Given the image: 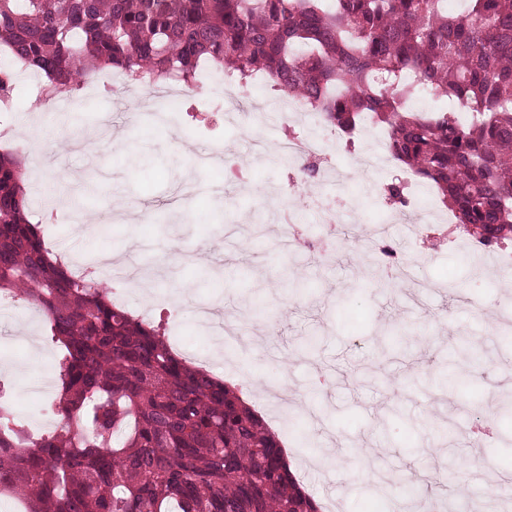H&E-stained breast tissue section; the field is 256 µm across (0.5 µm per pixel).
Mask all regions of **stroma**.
<instances>
[{
    "mask_svg": "<svg viewBox=\"0 0 512 512\" xmlns=\"http://www.w3.org/2000/svg\"><path fill=\"white\" fill-rule=\"evenodd\" d=\"M109 77L95 74L69 92L66 106L49 104L38 129L42 152L0 138L1 151L41 172L48 192L32 201L30 219L42 223L52 249L76 257L123 252L151 269L147 288L130 294L131 314L175 319L167 333L182 354L241 384L251 408L281 433L301 484L334 500V512H366L381 476L393 491L408 477L424 478V491L447 496L450 512H486L488 481L512 491V411L502 408L512 387V338L489 328L512 313V273L473 274L478 251L468 237L453 250L406 239L403 225L385 227L383 202L366 197L365 187L395 182L401 172L356 171L369 145L347 144L341 132L330 148L352 171L345 192L363 199L361 210L323 229L312 249L284 247L279 222L268 223L265 239H249L252 206L287 185L290 168L249 157L253 130L229 121L223 83L185 89L181 109L169 112L157 98L136 107L107 91ZM103 122L130 148L88 159L72 138ZM215 149L221 164L198 168L195 154ZM240 160L246 188L224 178L226 165ZM79 177L94 187L81 201L94 228L87 239L67 217L43 216ZM380 226L409 267L406 281L388 286L368 270L366 243ZM452 282L464 297L451 294ZM248 296L263 312L251 337L227 349L223 334L199 325L193 304L224 317L239 314ZM32 336L55 375L59 349L32 309L0 315V363L23 365ZM322 372L334 383L319 393L313 382ZM283 383L286 399L277 392Z\"/></svg>",
    "mask_w": 512,
    "mask_h": 512,
    "instance_id": "stroma-1",
    "label": "stroma"
}]
</instances>
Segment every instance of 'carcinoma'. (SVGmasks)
I'll return each mask as SVG.
<instances>
[{"mask_svg": "<svg viewBox=\"0 0 512 512\" xmlns=\"http://www.w3.org/2000/svg\"><path fill=\"white\" fill-rule=\"evenodd\" d=\"M0 0V49L70 92L104 68L151 83L201 63L302 99L352 134L386 131L479 247L512 233V0ZM13 72L0 68V112ZM451 105L417 112L411 100ZM25 171L0 152V294L46 317L61 352L62 428L0 408V512H321L265 422L188 365L161 326L70 271L28 219Z\"/></svg>", "mask_w": 512, "mask_h": 512, "instance_id": "cac0c4a2", "label": "carcinoma"}]
</instances>
